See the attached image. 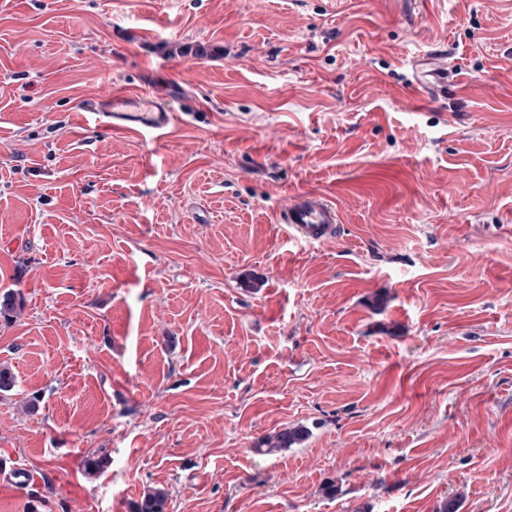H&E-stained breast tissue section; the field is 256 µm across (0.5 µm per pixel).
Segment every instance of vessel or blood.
I'll list each match as a JSON object with an SVG mask.
<instances>
[{"label": "vessel or blood", "mask_w": 512, "mask_h": 512, "mask_svg": "<svg viewBox=\"0 0 512 512\" xmlns=\"http://www.w3.org/2000/svg\"><path fill=\"white\" fill-rule=\"evenodd\" d=\"M427 76L419 78L417 87L422 98L445 92L451 71L447 50L435 51ZM107 129L134 134L165 135L177 119L174 109L154 101L143 89H122L118 94L94 106ZM282 222L290 237L309 245L333 239L341 222L335 203L318 193H307L290 203L282 213Z\"/></svg>", "instance_id": "obj_1"}]
</instances>
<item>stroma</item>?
<instances>
[{"instance_id": "35a3bbf8", "label": "stroma", "mask_w": 512, "mask_h": 512, "mask_svg": "<svg viewBox=\"0 0 512 512\" xmlns=\"http://www.w3.org/2000/svg\"><path fill=\"white\" fill-rule=\"evenodd\" d=\"M117 83L168 134L86 115ZM7 291L0 512H512V0H0ZM428 63H422L420 56H413L409 62L412 67L417 68L420 65L430 64V70L423 72V76L418 79L417 87L420 96L423 99L432 98L438 94L445 92L448 89V78L452 74L448 69V49L437 50L429 59ZM427 77H432L433 81ZM282 222L288 227L290 237L308 245H319L336 236L341 215L333 201L310 192L285 208ZM308 436L307 427H292L262 438L254 444L253 449L261 455L273 454L302 444ZM168 492L163 488L148 489L140 502L135 505V512H165Z\"/></svg>"}]
</instances>
